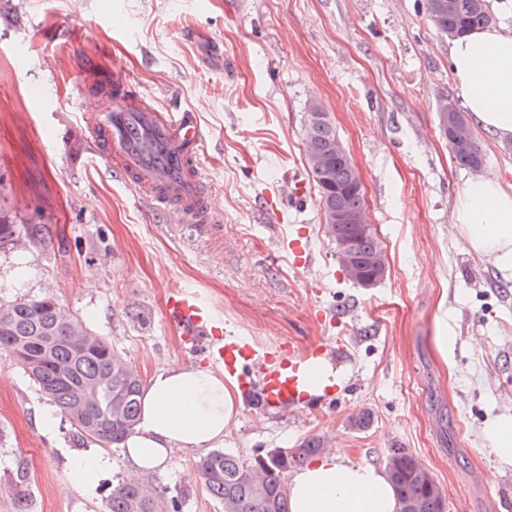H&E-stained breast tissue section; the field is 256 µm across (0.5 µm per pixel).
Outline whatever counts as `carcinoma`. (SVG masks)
<instances>
[{"label": "carcinoma", "mask_w": 512, "mask_h": 512, "mask_svg": "<svg viewBox=\"0 0 512 512\" xmlns=\"http://www.w3.org/2000/svg\"><path fill=\"white\" fill-rule=\"evenodd\" d=\"M427 18L450 39L496 24L490 0H424ZM448 151L464 168L484 162L480 140L467 112L438 113ZM341 139L321 107L309 108L305 147L312 180L319 192L324 216L340 209L367 214L355 164L336 154ZM336 243L339 264L346 263L341 247L352 242L358 279L369 281L386 273V256L373 225L326 223ZM11 354L42 396L51 401L85 439L102 447L117 448L131 434L140 410L143 376L54 295L20 296L0 302V352ZM324 442L310 437L293 451L260 449L250 458L216 449L200 458L194 471L223 512H291L286 489L288 472L319 453ZM386 468L393 481L399 510L443 512L444 492L416 457L404 448L390 449ZM185 496L152 498L138 485L117 484L103 498V512H182ZM14 512H32L26 475L18 476Z\"/></svg>", "instance_id": "obj_1"}]
</instances>
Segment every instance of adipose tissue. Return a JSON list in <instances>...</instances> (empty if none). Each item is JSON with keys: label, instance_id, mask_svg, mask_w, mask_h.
<instances>
[{"label": "adipose tissue", "instance_id": "adipose-tissue-1", "mask_svg": "<svg viewBox=\"0 0 512 512\" xmlns=\"http://www.w3.org/2000/svg\"><path fill=\"white\" fill-rule=\"evenodd\" d=\"M451 75L465 108L482 129L512 139V31L481 29L451 40ZM455 222L471 251L512 270V188L480 177L462 190ZM240 393L223 373L174 365L152 374L141 393V411L124 442L127 477L165 469L174 450L202 453L224 445L237 423ZM112 470L99 448L82 449L69 473L86 495H95ZM292 512H396L387 474L341 455L317 458L288 483Z\"/></svg>", "mask_w": 512, "mask_h": 512}]
</instances>
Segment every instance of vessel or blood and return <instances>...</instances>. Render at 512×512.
Listing matches in <instances>:
<instances>
[{
    "instance_id": "obj_1",
    "label": "vessel or blood",
    "mask_w": 512,
    "mask_h": 512,
    "mask_svg": "<svg viewBox=\"0 0 512 512\" xmlns=\"http://www.w3.org/2000/svg\"><path fill=\"white\" fill-rule=\"evenodd\" d=\"M84 88L98 101L83 115L95 157L149 201L167 223L206 241L222 240L224 217L211 204L201 166L203 137L195 116L159 110L118 72L86 80ZM164 312L183 341L236 379L262 410L325 406L339 392L332 378L320 394H310L305 387L301 365L325 356L323 347L295 349L288 364L271 362L249 337L225 336L223 321L193 293L171 292Z\"/></svg>"
}]
</instances>
